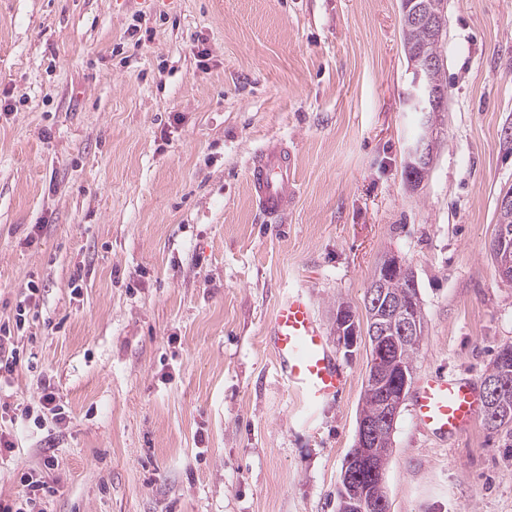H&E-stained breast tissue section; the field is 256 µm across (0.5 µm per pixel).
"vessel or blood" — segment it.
<instances>
[{"label": "vessel or blood", "instance_id": "1", "mask_svg": "<svg viewBox=\"0 0 512 512\" xmlns=\"http://www.w3.org/2000/svg\"><path fill=\"white\" fill-rule=\"evenodd\" d=\"M247 179L267 219L276 221L287 214L295 197V175L285 142L270 141L257 149L248 161ZM267 336L281 375L309 404H321L343 391L346 376L303 291L289 294L278 304ZM480 400L474 382L429 374L415 389L414 418L420 428L447 441L469 430Z\"/></svg>", "mask_w": 512, "mask_h": 512}]
</instances>
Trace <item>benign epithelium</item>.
Instances as JSON below:
<instances>
[{
  "label": "benign epithelium",
  "mask_w": 512,
  "mask_h": 512,
  "mask_svg": "<svg viewBox=\"0 0 512 512\" xmlns=\"http://www.w3.org/2000/svg\"><path fill=\"white\" fill-rule=\"evenodd\" d=\"M404 14L415 23L424 24L432 32L443 34L447 28V4L440 10L431 11L416 0H402ZM437 60L418 52L409 57V72L412 74L410 86L405 94V102L411 110L428 114L431 110L443 107V93L431 80ZM436 130L423 121L417 138L407 148L406 170L418 168L426 153L427 142ZM489 253L502 278H512V243L495 238L489 243ZM408 267L398 256L386 257L374 275V288L368 294L372 302L370 363L365 378L364 389L379 403V410L372 418H359L355 443L349 460L363 461L380 465L371 468V475L378 482L381 498L376 508L388 507L385 487V461L392 453L390 448L377 447V438L382 433H393L397 418L408 394L409 376L412 368L406 363L393 360V353L406 345L417 346L423 339L416 310L420 305L416 287H410L397 296L386 295L379 289L386 280L402 277ZM336 335L338 345L350 350L357 344L360 335L359 317L349 308L336 313ZM505 380L497 377L484 378L483 401L488 413H493L503 398Z\"/></svg>",
  "instance_id": "1"
}]
</instances>
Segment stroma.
<instances>
[{
  "label": "stroma",
  "instance_id": "35a3bbf8",
  "mask_svg": "<svg viewBox=\"0 0 512 512\" xmlns=\"http://www.w3.org/2000/svg\"><path fill=\"white\" fill-rule=\"evenodd\" d=\"M441 54L413 189L400 0H0V325L26 316L0 405L48 386L68 413L0 419V497L26 469L56 489L45 512H336L368 344L336 348L346 388L311 408L265 336L301 289L335 339L389 254L425 316L415 378L483 380L512 344L488 251L512 188V0H448ZM277 138L297 195L270 224L246 169ZM392 448L389 512H512V432L480 419L445 445L407 402Z\"/></svg>",
  "mask_w": 512,
  "mask_h": 512
}]
</instances>
